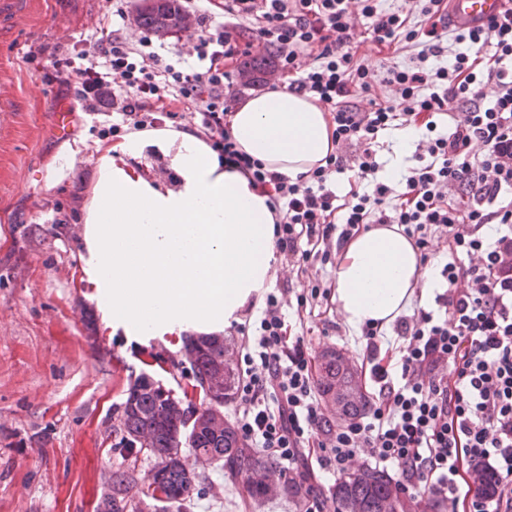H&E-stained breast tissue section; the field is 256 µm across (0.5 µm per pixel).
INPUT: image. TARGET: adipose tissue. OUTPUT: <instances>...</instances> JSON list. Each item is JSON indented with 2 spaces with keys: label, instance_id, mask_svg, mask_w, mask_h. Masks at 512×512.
<instances>
[{
  "label": "adipose tissue",
  "instance_id": "ef3b65f1",
  "mask_svg": "<svg viewBox=\"0 0 512 512\" xmlns=\"http://www.w3.org/2000/svg\"><path fill=\"white\" fill-rule=\"evenodd\" d=\"M329 115L287 86L254 93L230 118L239 150L284 177L324 165L336 149ZM97 178L85 203L83 273L108 289L113 329L127 336L222 332L273 280L275 212L254 184L190 125L140 129L98 144ZM158 157L169 180L131 165ZM440 281L402 227L375 224L340 248L332 299L345 324L389 328Z\"/></svg>",
  "mask_w": 512,
  "mask_h": 512
}]
</instances>
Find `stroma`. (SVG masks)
<instances>
[{"label":"stroma","mask_w":512,"mask_h":512,"mask_svg":"<svg viewBox=\"0 0 512 512\" xmlns=\"http://www.w3.org/2000/svg\"><path fill=\"white\" fill-rule=\"evenodd\" d=\"M108 26L102 0H54L51 19L31 15L19 31L0 24V53L13 71H0V84L40 83L43 95L26 98L22 110L0 125V512H93L97 495L122 461L117 445L121 405L127 390L146 374L183 397L191 388L183 344L174 336L113 333L100 310L98 289L81 280L82 204L96 176L95 147L112 138V112H85L71 139L55 137L47 117L59 102H75L61 89L54 58L85 49ZM421 47L401 42L383 48L371 41L357 58L371 70L408 67ZM35 61H28V54ZM403 126L379 133L380 167L374 179L353 172L336 176L337 195L371 190L384 169L399 164L403 174L420 164L425 151L402 139ZM77 141L80 151L63 177L49 163ZM68 229L56 234L57 219ZM27 226L32 238L18 228ZM335 261L313 257L305 268L278 273L271 293L296 322L312 356L334 348L347 354L367 396H375L360 334L344 324L334 302L326 313L297 314L296 297L315 280L332 281ZM204 491L192 495L189 512H295L286 499L244 506L235 484L216 466L202 472Z\"/></svg>","instance_id":"1"}]
</instances>
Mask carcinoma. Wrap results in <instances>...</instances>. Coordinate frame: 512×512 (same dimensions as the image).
I'll return each mask as SVG.
<instances>
[{
  "mask_svg": "<svg viewBox=\"0 0 512 512\" xmlns=\"http://www.w3.org/2000/svg\"><path fill=\"white\" fill-rule=\"evenodd\" d=\"M180 17L177 0H152L138 10V20L144 29L164 35L178 26ZM192 387L201 388L217 374L224 375L227 401L235 397L239 375L236 368H224V338L197 336L186 340ZM351 373L340 353L326 349L320 354L316 387L323 397L336 394V387H347ZM369 407L366 396L347 397L342 412L348 418L361 416ZM197 408L171 396L170 391L140 377L128 389L122 403L120 440L118 445L130 455L146 452L157 461L154 481L145 483L136 467L119 465L112 470L107 486L111 496L96 503V512H147L158 501L157 494L175 497V512H187V498L203 479L181 462L182 445L195 453L207 455L220 464L224 474L238 484L252 474L267 473L275 462L251 448L239 435L234 424L227 421L219 432L196 430ZM478 490L487 496L494 494L497 478L484 470L474 477ZM282 495L288 497L297 512H303L314 487L301 476H290L282 482ZM242 502L259 504L269 499L266 488L258 483L247 486ZM334 512H417L419 505L404 498L390 476L384 471L364 467L345 473L332 492Z\"/></svg>",
  "mask_w": 512,
  "mask_h": 512,
  "instance_id": "obj_1",
  "label": "carcinoma"
}]
</instances>
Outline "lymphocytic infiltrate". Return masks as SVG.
I'll list each match as a JSON object with an SVG mask.
<instances>
[{
  "label": "lymphocytic infiltrate",
  "instance_id": "lymphocytic-infiltrate-1",
  "mask_svg": "<svg viewBox=\"0 0 512 512\" xmlns=\"http://www.w3.org/2000/svg\"><path fill=\"white\" fill-rule=\"evenodd\" d=\"M218 8L207 14L194 0L184 5L200 30L188 52L197 67L164 61L150 36L132 43L119 28L57 65L79 85L82 111L111 100L116 131L153 126L176 116L179 104H192L225 163L270 191L281 214L276 244L300 260L311 257L307 243L341 245L371 224L403 226L421 251L431 234L448 237L441 270L447 288L435 298L437 312L418 311L397 327L404 340L399 379L376 361L379 328L363 326L378 393L367 420L343 428L323 430L308 348L303 337L289 334L282 300L267 294L245 337L241 436L278 462L313 461L326 473L344 471L367 449L398 469L412 496H442L467 504L468 512H512V8L459 34V41L490 48L487 58L461 52L446 68L389 66L377 75L356 59L355 14L366 19L373 43L416 40L424 55L437 56L443 48L432 21L447 0H410L393 12L378 10L375 0H220ZM221 13L254 24L276 50L289 90L332 116L336 153L297 181L265 170L231 137L229 105L238 90L225 66L242 48L218 21ZM416 14L424 24H412ZM491 82L498 91L488 102L484 88ZM382 88L399 95L402 111L381 100ZM440 115L452 121L448 134L436 132ZM403 116L430 131L428 162L412 169L400 194L379 183L338 201L332 177L344 169L342 148L360 144L358 174L374 173L379 131ZM476 143L484 147L477 159ZM488 224L501 230L491 243L480 233ZM478 467L498 477L493 498L475 492L462 474Z\"/></svg>",
  "mask_w": 512,
  "mask_h": 512
}]
</instances>
